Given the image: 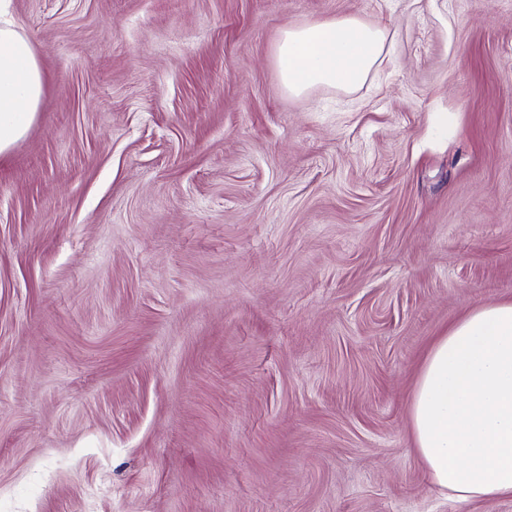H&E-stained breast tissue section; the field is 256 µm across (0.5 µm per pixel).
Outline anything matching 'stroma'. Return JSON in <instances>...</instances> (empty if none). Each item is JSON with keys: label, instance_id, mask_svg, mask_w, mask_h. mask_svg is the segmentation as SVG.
<instances>
[{"label": "stroma", "instance_id": "obj_1", "mask_svg": "<svg viewBox=\"0 0 512 512\" xmlns=\"http://www.w3.org/2000/svg\"><path fill=\"white\" fill-rule=\"evenodd\" d=\"M0 512H512L431 486L435 336L512 300V0H11ZM386 27L351 91L285 29ZM0 1V155L7 153L34 122L44 91L37 55Z\"/></svg>", "mask_w": 512, "mask_h": 512}]
</instances>
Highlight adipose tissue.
Listing matches in <instances>:
<instances>
[{"mask_svg": "<svg viewBox=\"0 0 512 512\" xmlns=\"http://www.w3.org/2000/svg\"><path fill=\"white\" fill-rule=\"evenodd\" d=\"M0 0V155L34 122L44 91L37 55ZM377 24L342 18L290 28L276 48L285 88L349 91L385 50ZM427 479L461 503L512 499V302L477 307L428 351L410 407Z\"/></svg>", "mask_w": 512, "mask_h": 512, "instance_id": "1", "label": "adipose tissue"}]
</instances>
